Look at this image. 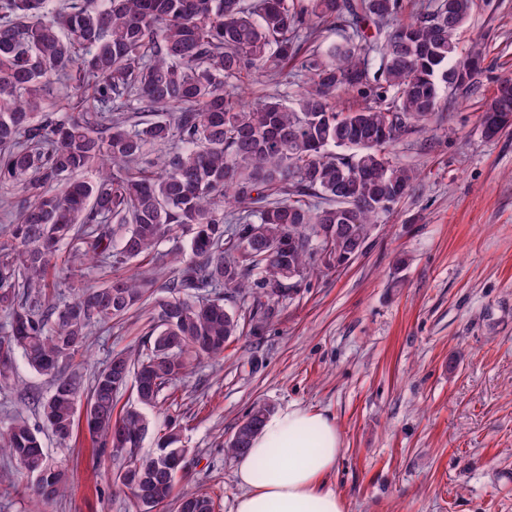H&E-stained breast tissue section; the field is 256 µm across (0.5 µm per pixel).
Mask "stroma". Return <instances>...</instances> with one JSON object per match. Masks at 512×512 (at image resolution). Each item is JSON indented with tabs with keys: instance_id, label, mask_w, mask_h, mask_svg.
Wrapping results in <instances>:
<instances>
[{
	"instance_id": "1",
	"label": "stroma",
	"mask_w": 512,
	"mask_h": 512,
	"mask_svg": "<svg viewBox=\"0 0 512 512\" xmlns=\"http://www.w3.org/2000/svg\"><path fill=\"white\" fill-rule=\"evenodd\" d=\"M460 46L487 47L477 90H442L426 128L392 156L419 174L374 225L362 254L297 279L286 299L226 301L244 330L223 359L192 365L177 401L145 408L154 448L167 417L187 448L177 490L233 512L239 488L225 440L256 403L332 416L343 438L333 485L346 512H512V128L486 138L478 107L512 77V0H476ZM142 311L92 337L83 372L136 346ZM0 390V418L50 390L24 360ZM70 486L49 512H128L116 465L86 430L69 447L44 435Z\"/></svg>"
}]
</instances>
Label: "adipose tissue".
Listing matches in <instances>:
<instances>
[{
  "label": "adipose tissue",
  "instance_id": "1",
  "mask_svg": "<svg viewBox=\"0 0 512 512\" xmlns=\"http://www.w3.org/2000/svg\"><path fill=\"white\" fill-rule=\"evenodd\" d=\"M343 446L333 417L291 405L238 455L234 512H345L330 485Z\"/></svg>",
  "mask_w": 512,
  "mask_h": 512
}]
</instances>
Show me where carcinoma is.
<instances>
[{
  "label": "carcinoma",
  "instance_id": "carcinoma-1",
  "mask_svg": "<svg viewBox=\"0 0 512 512\" xmlns=\"http://www.w3.org/2000/svg\"><path fill=\"white\" fill-rule=\"evenodd\" d=\"M451 2L406 17L404 0H65L52 12L46 0H0V187L22 193L3 200L16 218L0 235V386L15 385L18 356L52 382L29 397L42 426L20 414L0 426V455L32 478L1 471V501L23 494L46 512L63 495L67 471L41 434L69 443L85 404L131 512H216L206 492L175 493L170 461L188 453L176 422L144 454L150 421L118 400L129 386L142 406L171 398L193 362L239 334L226 298L252 286L259 299L287 297L288 271L315 270L312 241L363 252L391 214L380 199L417 180L388 148L429 122L442 85L476 87L484 49L462 56L454 40L474 0ZM336 21L346 36L305 48ZM290 66L304 76L295 99L246 105L255 74ZM341 91L359 104L338 107ZM499 116L512 117L511 78L481 125ZM133 262L135 273L86 285L97 267ZM65 283L80 288L72 301ZM146 308L138 347L85 386L90 336ZM271 412L255 405L227 452H246Z\"/></svg>",
  "mask_w": 512,
  "mask_h": 512
}]
</instances>
